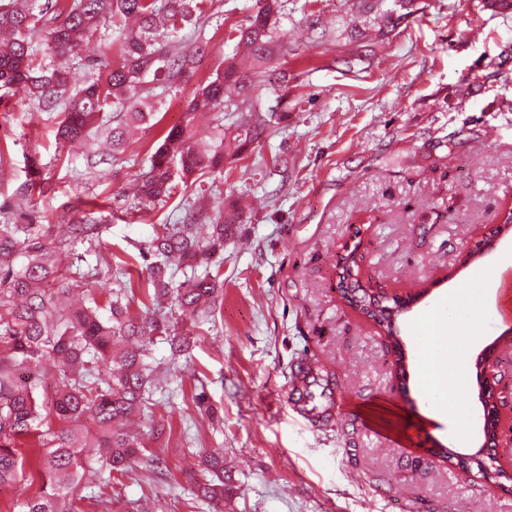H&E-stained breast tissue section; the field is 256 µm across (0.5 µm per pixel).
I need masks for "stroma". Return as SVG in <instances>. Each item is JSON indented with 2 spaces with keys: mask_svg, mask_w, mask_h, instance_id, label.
Returning <instances> with one entry per match:
<instances>
[{
  "mask_svg": "<svg viewBox=\"0 0 512 512\" xmlns=\"http://www.w3.org/2000/svg\"><path fill=\"white\" fill-rule=\"evenodd\" d=\"M353 2L288 0L283 53L251 90L273 115L271 134L227 158L222 180L178 191L149 214L129 188L232 54L228 32L246 22L252 0H213L202 26L180 31L182 46L201 31L210 42L191 77L164 92L157 124L128 149L131 161L88 168L85 151L58 144L56 115L0 100V224H50L61 235L93 222L94 234L60 257L63 267L91 269L93 292L115 287L119 270L145 277L142 250L159 225L181 223L190 209L202 210L201 231L220 215L232 223L221 309L194 319L162 309L190 346L175 361L164 340L146 351L159 374L141 426L164 428L148 445L161 473L135 463L113 480L101 511L90 502L95 485H81V512H213L186 482L203 448L224 451V512H512V493L426 455L436 443L477 453L481 406L471 380L458 395L464 420L432 417L419 393L416 331L439 315L449 289L486 279L512 251L511 235L474 263L459 262L512 207V0H415L408 20L349 70L339 59ZM33 157L41 193L28 188ZM354 237L363 285L422 294L399 319L408 390L385 333L336 286L338 254ZM468 312L474 352L497 344L503 367L512 366V319L499 321L487 305ZM300 364L330 376V421L310 424L289 404Z\"/></svg>",
  "mask_w": 512,
  "mask_h": 512,
  "instance_id": "stroma-1",
  "label": "stroma"
}]
</instances>
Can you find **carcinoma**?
I'll use <instances>...</instances> for the list:
<instances>
[{
  "label": "carcinoma",
  "mask_w": 512,
  "mask_h": 512,
  "mask_svg": "<svg viewBox=\"0 0 512 512\" xmlns=\"http://www.w3.org/2000/svg\"><path fill=\"white\" fill-rule=\"evenodd\" d=\"M213 0H0V98L19 95L37 102L40 111L58 113L61 144L87 138L110 145L108 157L117 160L128 148L131 127L150 123L158 112L142 85L144 75L166 87L175 82L204 53L208 40L200 36L194 50H182L177 33L200 20ZM358 21L350 42L356 48L341 59L351 69L367 59L368 46L357 42L360 26L370 25L387 38L404 15L385 8L386 0H359ZM279 0H255L247 23L237 28L236 51L224 58V69L202 86L189 102L184 122L171 128L150 157L149 169L135 184L133 200L141 210L169 197L177 182L188 184L196 173L224 176L221 145L194 141L197 117L207 115L222 140L224 112H250L248 92L254 78L278 53ZM104 44L90 62L91 80L72 89L65 69L55 59L72 63L86 43ZM49 62L38 59L39 46ZM119 46V60L108 49ZM234 85L236 100L227 95ZM271 119L259 115L238 127L236 140L253 144L266 136ZM94 230L90 224L70 225V237L55 238L49 230L31 225L0 224V487L29 478L37 492L22 504V512H74L66 498L85 477L82 457L87 438L94 435L100 471L97 504L106 503L112 475H127L142 460L153 466L160 458L147 453L142 438L121 431L117 423L141 417L151 407L153 369L145 351L157 336H166L171 356H181L187 338L171 335L168 319L133 317L124 300L139 288L151 301H168L181 314L193 317L217 308L222 297L219 280L210 270L213 258L224 252L228 226L212 225L206 238L191 223L164 224L150 242L145 281L128 280L109 289L106 305L93 302L67 308L61 297L78 279L57 264V255L71 238ZM183 279H177V274ZM110 316L103 318L100 310ZM362 312L386 334L398 336L385 310L365 300ZM53 362L56 378L52 396L39 400V377L20 370ZM54 419L60 428L40 430ZM94 431H89L85 420ZM29 448L35 474L24 472L22 447ZM197 469L204 481L195 496L209 504L224 503V453H198Z\"/></svg>",
  "instance_id": "carcinoma-1"
}]
</instances>
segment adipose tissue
<instances>
[{
	"mask_svg": "<svg viewBox=\"0 0 512 512\" xmlns=\"http://www.w3.org/2000/svg\"><path fill=\"white\" fill-rule=\"evenodd\" d=\"M512 274V254L505 255L495 273L480 284L449 290L445 299L447 318L429 321L420 336V389L422 397L441 418L461 420L463 410L457 394L469 373L467 354L472 349L471 338L464 324L465 305L490 301L501 310L512 309V291L504 286Z\"/></svg>",
	"mask_w": 512,
	"mask_h": 512,
	"instance_id": "obj_1",
	"label": "adipose tissue"
}]
</instances>
